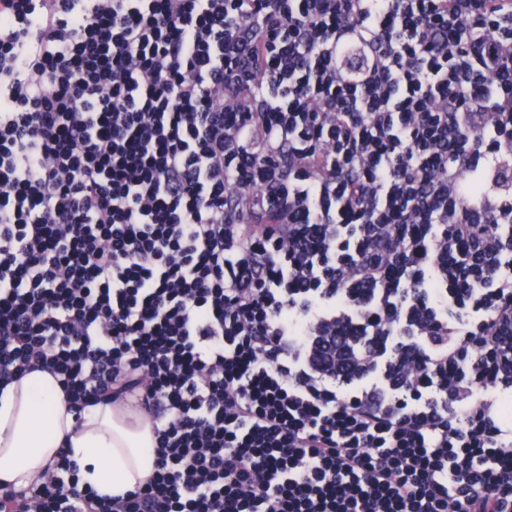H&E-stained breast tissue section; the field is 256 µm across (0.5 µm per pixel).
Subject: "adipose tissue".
Wrapping results in <instances>:
<instances>
[{
    "instance_id": "adipose-tissue-1",
    "label": "adipose tissue",
    "mask_w": 512,
    "mask_h": 512,
    "mask_svg": "<svg viewBox=\"0 0 512 512\" xmlns=\"http://www.w3.org/2000/svg\"><path fill=\"white\" fill-rule=\"evenodd\" d=\"M70 446L82 483L102 495L133 489L154 470L152 424L118 403L69 412L53 376L35 371L0 391V482L31 487Z\"/></svg>"
}]
</instances>
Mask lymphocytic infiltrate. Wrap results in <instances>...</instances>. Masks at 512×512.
Returning <instances> with one entry per match:
<instances>
[{
	"label": "lymphocytic infiltrate",
	"mask_w": 512,
	"mask_h": 512,
	"mask_svg": "<svg viewBox=\"0 0 512 512\" xmlns=\"http://www.w3.org/2000/svg\"><path fill=\"white\" fill-rule=\"evenodd\" d=\"M441 3L0 0V386L156 439L0 512H512V0Z\"/></svg>",
	"instance_id": "1"
}]
</instances>
